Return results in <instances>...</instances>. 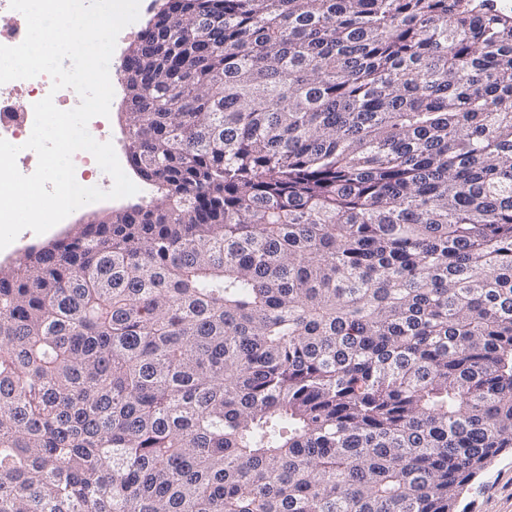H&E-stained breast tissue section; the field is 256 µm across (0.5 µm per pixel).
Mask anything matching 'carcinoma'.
I'll return each mask as SVG.
<instances>
[{
	"label": "carcinoma",
	"instance_id": "1",
	"mask_svg": "<svg viewBox=\"0 0 512 512\" xmlns=\"http://www.w3.org/2000/svg\"><path fill=\"white\" fill-rule=\"evenodd\" d=\"M160 203L0 270V512H454L512 448V17L166 0Z\"/></svg>",
	"mask_w": 512,
	"mask_h": 512
}]
</instances>
